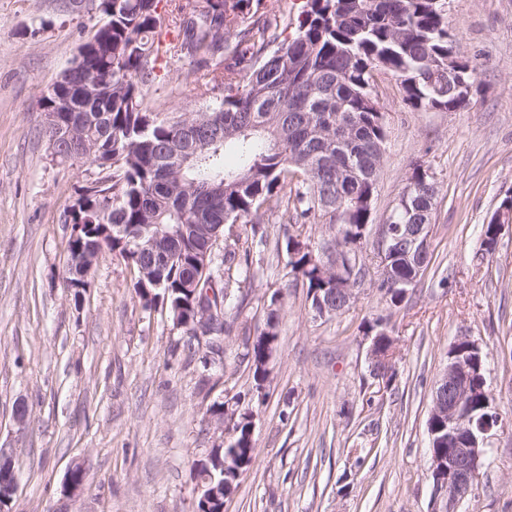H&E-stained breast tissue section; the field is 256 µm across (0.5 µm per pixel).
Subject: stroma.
I'll return each instance as SVG.
<instances>
[{
  "mask_svg": "<svg viewBox=\"0 0 512 512\" xmlns=\"http://www.w3.org/2000/svg\"><path fill=\"white\" fill-rule=\"evenodd\" d=\"M67 9L68 0H0V448L19 463L11 512H193L191 465L222 443L208 421L216 403L252 409L255 425L254 463L225 512H430L431 393L465 334L487 355L500 423L463 512H512V223L494 251L482 246L483 224L512 195V0H448L455 50L475 70L460 108L414 110L394 77L379 78L390 135L376 222L414 166L439 187L418 286L390 306L370 255L354 303L316 317L276 245L280 226L266 225L224 365L206 376L185 359L167 307H144L118 253H100L81 291L65 284L64 211L97 170L52 162L40 97L100 20ZM277 292L279 345L260 400L244 338L264 329ZM384 316L396 355L381 389L365 327ZM77 463L87 475L73 496L65 485Z\"/></svg>",
  "mask_w": 512,
  "mask_h": 512,
  "instance_id": "obj_1",
  "label": "stroma"
}]
</instances>
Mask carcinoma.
<instances>
[{
  "mask_svg": "<svg viewBox=\"0 0 512 512\" xmlns=\"http://www.w3.org/2000/svg\"><path fill=\"white\" fill-rule=\"evenodd\" d=\"M105 18L94 42L81 43L58 76L60 84H86L89 93L72 100L83 115L76 131L88 156L57 150L59 165L110 163L112 183L80 189L64 211L78 239L99 250L117 251L135 270L152 268V278L134 284L151 305L166 303L194 337L196 308L204 289L183 284L199 273L205 245L193 225L323 224V251L339 248L348 261L346 279L365 275L356 256L373 221L374 203L389 131L377 100L378 77L397 78L416 110L453 111L460 105V81L472 84L474 70L454 50L447 0H303L293 36L288 6L267 0H195L169 17L161 0H88ZM250 23L242 25L245 16ZM180 64L204 109L161 119L152 91L160 70ZM237 163L225 161L226 147ZM408 197L397 200L386 224H432L438 187L420 166L406 178ZM151 224L174 230L162 258L129 246L128 229ZM289 275L302 281L310 299L334 292L336 275L319 268L320 252L286 234ZM250 247L224 245L208 260L205 279L224 281L215 335L229 334L226 309L240 314L242 266ZM393 281L423 273L416 258L400 252L388 262ZM263 331L246 344L254 386L267 349ZM246 429L212 448L191 467V476L211 471L238 488L237 472L255 460Z\"/></svg>",
  "mask_w": 512,
  "mask_h": 512,
  "instance_id": "obj_1",
  "label": "carcinoma"
}]
</instances>
